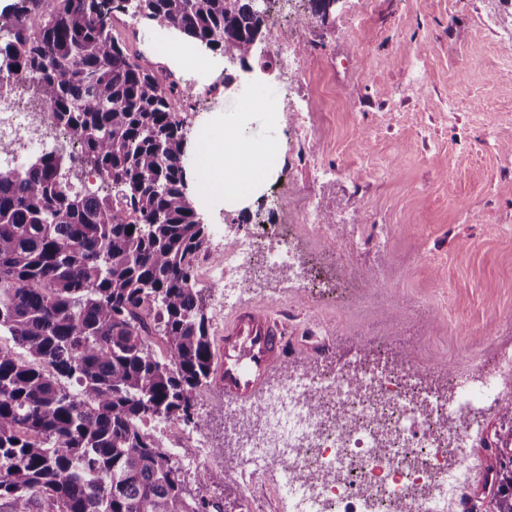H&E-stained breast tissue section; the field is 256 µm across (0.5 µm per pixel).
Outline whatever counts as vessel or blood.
<instances>
[{"instance_id":"b4317fda","label":"vessel or blood","mask_w":512,"mask_h":512,"mask_svg":"<svg viewBox=\"0 0 512 512\" xmlns=\"http://www.w3.org/2000/svg\"><path fill=\"white\" fill-rule=\"evenodd\" d=\"M288 325L269 309L245 306L224 321L215 381L225 398L247 402L280 365Z\"/></svg>"}]
</instances>
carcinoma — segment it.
<instances>
[{"instance_id":"cac0c4a2","label":"carcinoma","mask_w":512,"mask_h":512,"mask_svg":"<svg viewBox=\"0 0 512 512\" xmlns=\"http://www.w3.org/2000/svg\"><path fill=\"white\" fill-rule=\"evenodd\" d=\"M273 0H13L0 67L23 72L66 146L0 171V501L7 512H223L142 430L202 429L211 317L194 287L204 224L155 69L112 34L131 10L246 63ZM86 169L96 188L75 183ZM160 336L158 355L148 341ZM485 512H512V425Z\"/></svg>"}]
</instances>
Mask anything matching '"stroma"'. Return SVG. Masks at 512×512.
Segmentation results:
<instances>
[{
  "mask_svg": "<svg viewBox=\"0 0 512 512\" xmlns=\"http://www.w3.org/2000/svg\"><path fill=\"white\" fill-rule=\"evenodd\" d=\"M360 11L361 0H335L326 17L304 12L281 27L290 44L304 49L299 78L274 70L256 79L261 66L274 69L271 49L244 64L224 58L222 73L210 77L212 90L180 113L191 147L233 119L248 142L277 152L256 193L227 203L191 190L208 239L198 264L222 252L225 238L258 232L252 218L258 204H265L271 223L287 221L269 189L277 182L311 197L336 220L322 246L298 240L316 267L365 285L373 269L388 265L395 272L391 304L375 308L364 323L354 292L296 299L274 280L246 288L241 304L266 305L290 320L272 385L326 353L351 361L361 347L406 352L435 377L450 368L466 376L493 367L501 352L512 353V0H373L364 23ZM113 31L131 53L148 54L155 70L193 81L194 68L151 53L156 33L143 21L120 13ZM289 92L317 98L318 109L277 123L241 109L242 100L257 93L279 106ZM305 154L334 168V175L313 179L301 160ZM356 217L389 224L388 237H368L358 252H347L343 242ZM313 308L321 318L340 315L344 322L332 332L311 324ZM465 331L470 341H463ZM223 405L216 386L201 390L198 408L209 419L203 435L224 453L189 467L188 493H204L227 512H288L272 478L253 482L243 495L236 480L242 461L224 436ZM503 421L501 409L490 411L470 440L478 467L468 495L484 493ZM203 470H221L227 478L204 487Z\"/></svg>",
  "mask_w": 512,
  "mask_h": 512,
  "instance_id": "stroma-1",
  "label": "stroma"
}]
</instances>
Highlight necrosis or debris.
<instances>
[{"label":"necrosis or debris","mask_w":512,"mask_h":512,"mask_svg":"<svg viewBox=\"0 0 512 512\" xmlns=\"http://www.w3.org/2000/svg\"><path fill=\"white\" fill-rule=\"evenodd\" d=\"M20 73L0 70V141L41 149L52 141L45 107L29 103ZM263 250L252 234L227 241L208 269L226 307L242 284L282 273L291 292L303 293L306 268L291 233ZM512 359L462 380L449 371L442 384L411 365L377 355L340 366L322 356L314 369L294 368L256 411L224 404V429L252 464V478L280 474L289 512H453L472 470L463 447L497 405L500 377ZM151 435L168 445L172 435L194 450L190 466L209 457L206 440L188 426L149 422Z\"/></svg>","instance_id":"1"}]
</instances>
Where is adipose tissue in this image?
<instances>
[{
  "instance_id": "1",
  "label": "adipose tissue",
  "mask_w": 512,
  "mask_h": 512,
  "mask_svg": "<svg viewBox=\"0 0 512 512\" xmlns=\"http://www.w3.org/2000/svg\"><path fill=\"white\" fill-rule=\"evenodd\" d=\"M266 154V146L250 144L237 126L227 124L212 130L188 179L192 186L221 196L228 188L242 185L246 178L261 176Z\"/></svg>"
}]
</instances>
